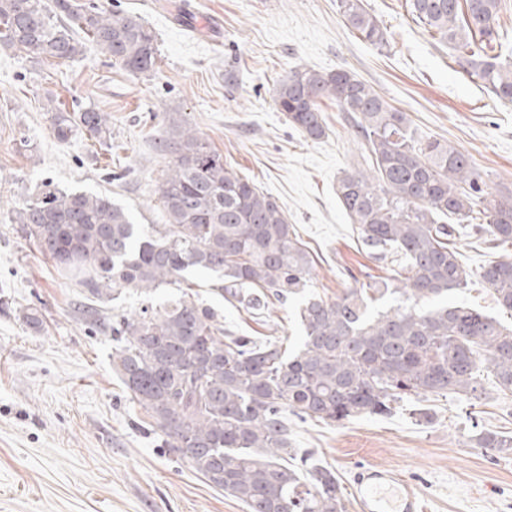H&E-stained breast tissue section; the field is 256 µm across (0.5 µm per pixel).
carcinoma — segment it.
Segmentation results:
<instances>
[{
	"label": "carcinoma",
	"instance_id": "carcinoma-1",
	"mask_svg": "<svg viewBox=\"0 0 512 512\" xmlns=\"http://www.w3.org/2000/svg\"><path fill=\"white\" fill-rule=\"evenodd\" d=\"M500 3L410 6L460 68L512 103V53L490 54L503 38ZM338 9L359 39L387 44L363 0H338ZM78 30L129 74L156 73V35L136 16L93 0H0V43L31 59L63 64L81 55ZM324 98L336 102L361 148V164L336 178V196L375 259L394 252L404 260L395 277L363 282L334 300L306 295L295 345L235 335L218 310L184 291L112 317V369L132 403L170 454L247 512H346L336 472L292 448L290 416L340 425L441 396L465 401L473 419L490 397L484 375L496 393L512 394V324L451 301L470 273L449 243L454 225L440 223L450 216L493 242H512V194L490 193L451 143L416 139L407 114L347 69H296L273 92L288 125L312 141L327 136ZM48 103L58 141L79 133L112 138L105 113ZM162 151L174 156L156 189L164 224H136L107 195L50 183L15 211L23 237L81 288L92 325L126 290L150 299L197 273L250 313L305 291L313 263L274 198L173 117ZM480 278L499 311L512 314V261L483 267ZM395 294L402 303L381 304ZM471 440L495 452L512 449V436L494 430Z\"/></svg>",
	"mask_w": 512,
	"mask_h": 512
}]
</instances>
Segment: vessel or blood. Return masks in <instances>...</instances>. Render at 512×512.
<instances>
[{"mask_svg":"<svg viewBox=\"0 0 512 512\" xmlns=\"http://www.w3.org/2000/svg\"><path fill=\"white\" fill-rule=\"evenodd\" d=\"M359 512H424L415 488L392 469L371 466L359 473L351 487Z\"/></svg>","mask_w":512,"mask_h":512,"instance_id":"obj_1","label":"vessel or blood"}]
</instances>
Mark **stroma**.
Listing matches in <instances>:
<instances>
[{"label":"stroma","instance_id":"35a3bbf8","mask_svg":"<svg viewBox=\"0 0 512 512\" xmlns=\"http://www.w3.org/2000/svg\"><path fill=\"white\" fill-rule=\"evenodd\" d=\"M364 4L387 46L358 39L337 0H112L157 37L149 80L89 42L58 66L0 46V512H246L165 453L112 370L111 331L86 323L78 288L21 236L12 212L42 182L108 195L135 223H164L155 190L169 157L157 144L172 116L282 207L312 255V292L333 300L355 279L393 278L394 265L371 257L333 191L339 172L361 160L335 103H322L329 132L319 141L301 137L275 107L279 80L307 67L354 72L409 115L416 137L451 142L490 191L512 190V105L460 69L414 20L409 0ZM228 66L240 72L236 85L224 81ZM50 99L107 113L110 143L84 134L56 140L44 108ZM452 241L472 273L456 301L496 313L478 272L512 258V243L462 226ZM194 281L226 328L259 340L297 338L298 299L253 315L211 291L208 276ZM29 308L42 313L43 330L24 324ZM428 406L430 422L410 403L386 418L336 426L295 419L293 445L345 486L358 468L390 467L417 487L429 512H512V452L471 440L477 426L512 435V396L487 399L473 421L456 399Z\"/></svg>","mask_w":512,"mask_h":512}]
</instances>
